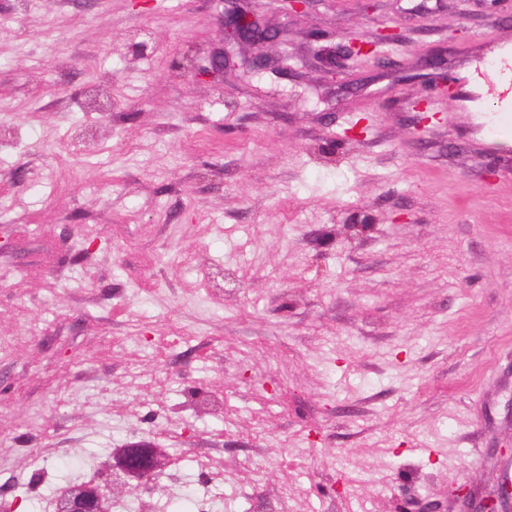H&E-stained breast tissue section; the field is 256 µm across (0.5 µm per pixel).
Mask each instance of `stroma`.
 Listing matches in <instances>:
<instances>
[{"label": "stroma", "instance_id": "stroma-1", "mask_svg": "<svg viewBox=\"0 0 512 512\" xmlns=\"http://www.w3.org/2000/svg\"><path fill=\"white\" fill-rule=\"evenodd\" d=\"M253 7L287 26L265 53H300L293 72L179 69L220 47L217 0H0V123L19 137L0 155L11 512H46L136 436L168 451L167 512H193L201 448L226 481L216 512H281L287 488L294 512H454L453 488L503 480L512 143L486 136L461 73L512 49V0ZM385 26L396 43L349 55ZM315 33L336 75L307 54ZM359 211L376 225L346 231ZM200 392L223 418L190 409ZM286 448L318 471L278 464ZM255 452L273 460L257 488L238 474Z\"/></svg>", "mask_w": 512, "mask_h": 512}]
</instances>
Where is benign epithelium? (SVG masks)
<instances>
[{"mask_svg":"<svg viewBox=\"0 0 512 512\" xmlns=\"http://www.w3.org/2000/svg\"><path fill=\"white\" fill-rule=\"evenodd\" d=\"M223 10L220 26L223 34L222 47L214 50L207 64L196 69L194 64L187 69L195 75L213 80H224V73L239 67L249 70H264L268 66L265 47L278 37L288 44V29H271L267 22L251 8V0H221ZM396 38L390 30H383L375 40L358 39L351 43L349 53L367 55L376 45ZM247 44L253 49V56L237 63L229 48ZM157 467V453L154 443L147 440L132 442L125 448L124 457L117 463L100 469L94 477L69 491L53 503V512H109L110 497L107 489L118 481L148 476ZM460 504L458 512H512V483H502L493 494L482 499L470 490H457L453 494Z\"/></svg>","mask_w":512,"mask_h":512,"instance_id":"benign-epithelium-1","label":"benign epithelium"}]
</instances>
